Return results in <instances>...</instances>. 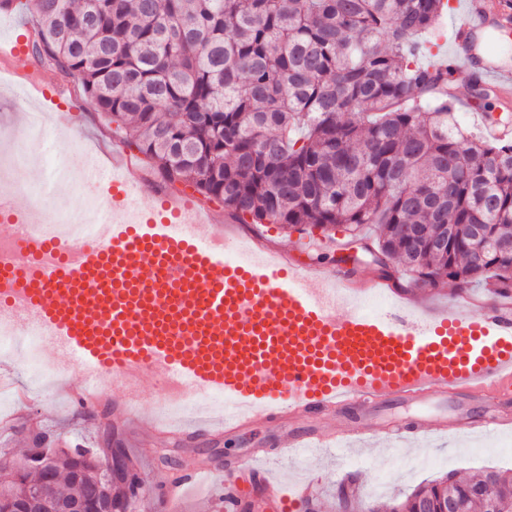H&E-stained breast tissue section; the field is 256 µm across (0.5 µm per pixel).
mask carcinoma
<instances>
[{"instance_id": "1", "label": "carcinoma", "mask_w": 512, "mask_h": 512, "mask_svg": "<svg viewBox=\"0 0 512 512\" xmlns=\"http://www.w3.org/2000/svg\"><path fill=\"white\" fill-rule=\"evenodd\" d=\"M37 22L31 55L78 80L170 186L177 181L254 224L343 226L391 277L437 289L512 290V255L448 226L512 237V142L466 135L426 64L444 0H0ZM415 225L420 235L408 233ZM139 480L126 449L100 460ZM61 453L53 467L74 491ZM28 457L0 461V486L25 491ZM512 512V477L452 475L342 512Z\"/></svg>"}]
</instances>
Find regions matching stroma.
I'll return each instance as SVG.
<instances>
[{
  "label": "stroma",
  "instance_id": "obj_1",
  "mask_svg": "<svg viewBox=\"0 0 512 512\" xmlns=\"http://www.w3.org/2000/svg\"><path fill=\"white\" fill-rule=\"evenodd\" d=\"M452 88L462 99H470L471 108L459 109L457 119L462 127L479 131V113L502 115L503 109L495 97L477 100L474 97L471 75L464 70L455 72ZM56 104L28 103L16 94L14 87L0 82V173L7 172V157L16 150L23 135L24 114H41L50 134V147L38 146L28 153V167L36 169L39 177L50 179L57 164H64L73 176L65 183H54L53 196L68 198L75 211H83L86 201L94 199L107 204L111 192L107 186L83 180L85 151L89 148L111 149L122 136L107 116L83 103L79 118L69 133H61L54 121ZM256 232L267 234L285 246L301 247L302 258L321 266H331L327 255L329 244L347 240L343 229L331 231L312 225L304 231L286 230L278 224H259ZM0 373L5 374L0 386V458L24 456L34 446L29 429H37L46 447L58 450L91 448L105 451L109 443L121 442L138 462V472L146 484L165 477L159 466V456L165 455L178 467L192 468L224 463L262 449L271 458L262 468L284 484L310 485L315 512H336L338 493L342 486H351L354 494L373 501L387 500L395 495L411 493L418 485L453 472L460 477L474 476L480 471L495 468L512 474V433L470 436L445 434L424 439L413 445L388 447L375 442L366 458L351 453L336 461L321 460L312 454L297 461L275 459V429L264 428L229 439L221 432L197 437L189 443L176 437H160L150 432L145 420L118 421L112 417L110 406L104 405L93 413H80L71 404L58 383L32 386L23 361L15 354L0 350ZM436 458V466L410 472L406 460L411 453ZM181 512H225L224 478L203 479L181 498Z\"/></svg>",
  "mask_w": 512,
  "mask_h": 512
}]
</instances>
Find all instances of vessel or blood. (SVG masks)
Masks as SVG:
<instances>
[{
	"label": "vessel or blood",
	"mask_w": 512,
	"mask_h": 512,
	"mask_svg": "<svg viewBox=\"0 0 512 512\" xmlns=\"http://www.w3.org/2000/svg\"><path fill=\"white\" fill-rule=\"evenodd\" d=\"M494 33H512V9L504 0H465L450 64L512 90V68L486 49ZM84 176L106 182L112 199L82 234L52 232L38 207L17 210L0 190L14 241L0 252V324L36 336L43 352L78 369L76 407L108 394L117 416L140 417L147 382L164 400L221 398L229 411L198 417L185 435L285 421L277 448L287 459L316 448L335 458L379 438L399 446L512 428V303L468 301L425 317L402 293L371 315L365 304L395 294L392 280L324 269L242 237L191 191L161 184L140 199L144 174L126 146L89 152ZM114 382L122 391L112 395ZM459 393L491 398L500 410L426 416L407 428L381 420L389 409ZM217 473L225 512H242L243 490L217 463L164 478L152 495L161 512H177L186 486ZM261 483L265 503L280 512H299L308 497L305 485L288 492L267 475Z\"/></svg>",
	"instance_id": "b4317fda"
}]
</instances>
